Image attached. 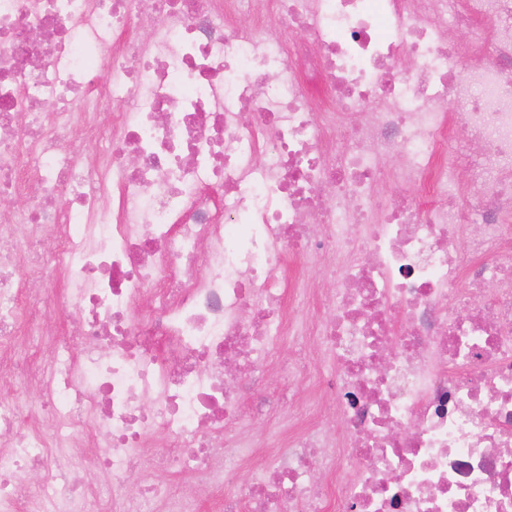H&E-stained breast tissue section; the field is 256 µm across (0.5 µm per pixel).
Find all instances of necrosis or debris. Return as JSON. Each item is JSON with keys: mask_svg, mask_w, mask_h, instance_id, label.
Listing matches in <instances>:
<instances>
[{"mask_svg": "<svg viewBox=\"0 0 512 512\" xmlns=\"http://www.w3.org/2000/svg\"><path fill=\"white\" fill-rule=\"evenodd\" d=\"M0 198V512H512V0H0Z\"/></svg>", "mask_w": 512, "mask_h": 512, "instance_id": "necrosis-or-debris-1", "label": "necrosis or debris"}]
</instances>
